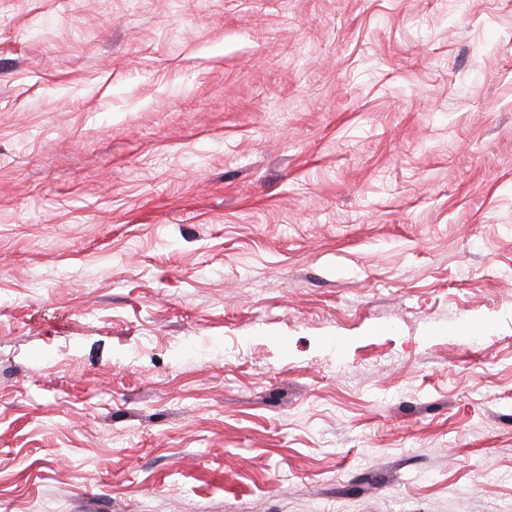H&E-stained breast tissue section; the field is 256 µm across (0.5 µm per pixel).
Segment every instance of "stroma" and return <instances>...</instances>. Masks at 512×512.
<instances>
[{"label":"stroma","mask_w":512,"mask_h":512,"mask_svg":"<svg viewBox=\"0 0 512 512\" xmlns=\"http://www.w3.org/2000/svg\"><path fill=\"white\" fill-rule=\"evenodd\" d=\"M0 512H512V0H0Z\"/></svg>","instance_id":"obj_1"}]
</instances>
